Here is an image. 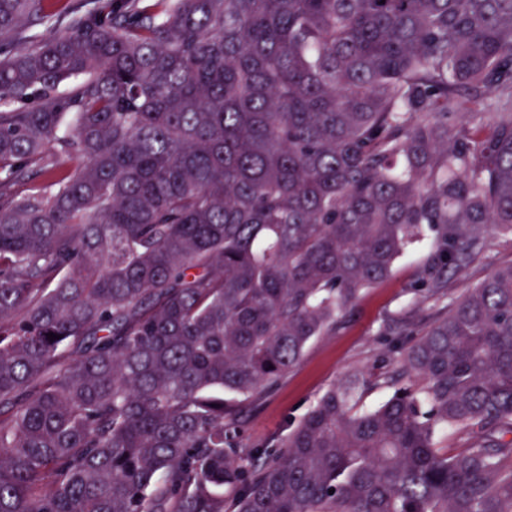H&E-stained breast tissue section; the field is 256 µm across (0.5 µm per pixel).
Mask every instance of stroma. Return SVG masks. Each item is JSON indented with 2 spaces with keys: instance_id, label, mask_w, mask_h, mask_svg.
Here are the masks:
<instances>
[{
  "instance_id": "35a3bbf8",
  "label": "stroma",
  "mask_w": 512,
  "mask_h": 512,
  "mask_svg": "<svg viewBox=\"0 0 512 512\" xmlns=\"http://www.w3.org/2000/svg\"><path fill=\"white\" fill-rule=\"evenodd\" d=\"M427 253L414 245L385 281L364 290L334 330L312 342L300 363L270 392L243 414L245 442L261 445L291 432L314 401L331 385L363 371H388L397 343H411L426 326L447 313L448 299L458 298L499 265L512 262V236L493 234L486 253L473 261L464 276H449L447 300L417 293L414 285Z\"/></svg>"
}]
</instances>
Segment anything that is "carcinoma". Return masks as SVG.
<instances>
[{"mask_svg": "<svg viewBox=\"0 0 512 512\" xmlns=\"http://www.w3.org/2000/svg\"><path fill=\"white\" fill-rule=\"evenodd\" d=\"M494 231L512 0H0V512H512V263L239 421L413 244L440 299Z\"/></svg>", "mask_w": 512, "mask_h": 512, "instance_id": "cac0c4a2", "label": "carcinoma"}]
</instances>
